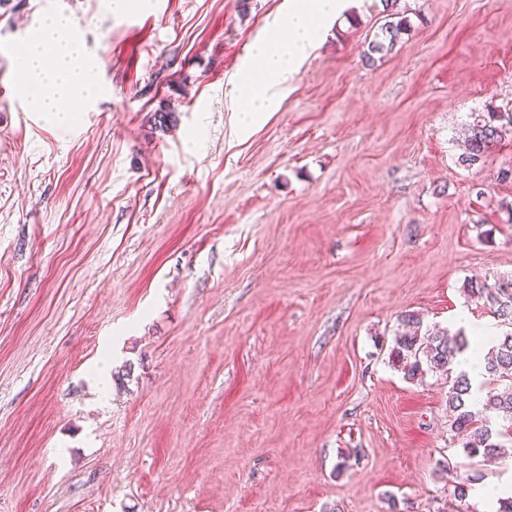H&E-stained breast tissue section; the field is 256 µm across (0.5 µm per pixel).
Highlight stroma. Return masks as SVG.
<instances>
[{
    "instance_id": "stroma-1",
    "label": "stroma",
    "mask_w": 512,
    "mask_h": 512,
    "mask_svg": "<svg viewBox=\"0 0 512 512\" xmlns=\"http://www.w3.org/2000/svg\"><path fill=\"white\" fill-rule=\"evenodd\" d=\"M287 4L0 0V512H488L512 482L389 360L407 311L501 331L463 287L512 273V136L460 155L512 112V0H356L239 133ZM60 11L97 64L67 130L19 72ZM409 22L405 18H400L398 21H389L385 25L384 40H388L386 44L384 41H377L372 43L370 51L372 53H383L384 51L391 50L395 43L400 38L401 34L407 31ZM507 132L512 133L511 112H486L476 115L468 124L461 161L468 167L480 166L488 152L501 143Z\"/></svg>"
}]
</instances>
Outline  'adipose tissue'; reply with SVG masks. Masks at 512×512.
Instances as JSON below:
<instances>
[{
  "label": "adipose tissue",
  "mask_w": 512,
  "mask_h": 512,
  "mask_svg": "<svg viewBox=\"0 0 512 512\" xmlns=\"http://www.w3.org/2000/svg\"><path fill=\"white\" fill-rule=\"evenodd\" d=\"M353 4L354 0H288L271 35L255 43L253 69L230 91L241 107L245 124L259 121L263 113L271 111L289 80L320 46L327 23ZM85 59V46L63 13L42 25L21 58L22 77L33 88L29 105L56 127H72L75 105L88 99L93 75Z\"/></svg>",
  "instance_id": "obj_1"
}]
</instances>
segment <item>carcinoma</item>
<instances>
[{
  "instance_id": "obj_1",
  "label": "carcinoma",
  "mask_w": 512,
  "mask_h": 512,
  "mask_svg": "<svg viewBox=\"0 0 512 512\" xmlns=\"http://www.w3.org/2000/svg\"><path fill=\"white\" fill-rule=\"evenodd\" d=\"M405 18L385 25L384 40L372 43L373 53L393 48L407 31ZM512 133V113L478 114L468 124L461 161L469 167L483 164L493 146ZM465 292L473 300L483 302L495 318L507 327L491 341L482 357L484 371L499 382L498 391L487 395L481 408L472 402V381L457 368L458 357L468 351L470 342L463 332L455 334L440 328H423L419 314L407 312L400 317L403 331L396 334L391 355L393 363L405 379L421 382L429 374L439 375L448 383V432L461 439L465 458L484 460L512 454V275H502L490 286L482 280H470ZM469 481L448 482L449 496L462 502L468 494Z\"/></svg>"
}]
</instances>
